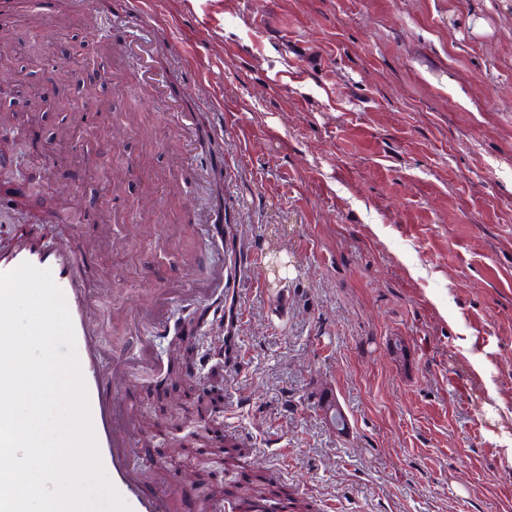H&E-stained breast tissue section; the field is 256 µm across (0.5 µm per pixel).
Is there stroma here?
<instances>
[{
	"mask_svg": "<svg viewBox=\"0 0 512 512\" xmlns=\"http://www.w3.org/2000/svg\"><path fill=\"white\" fill-rule=\"evenodd\" d=\"M97 2L104 38L73 0L0 16V87L50 65L37 97L71 95L50 124L37 105L0 112V246L30 227L76 253L109 355L139 345L128 321L164 297L154 367L119 387L147 413V465L224 480L168 417L177 403L195 427L165 372L195 311L185 256L224 264L200 221L212 161L186 156L179 108L220 125L224 216L257 258L211 296L232 321L200 330L235 341L225 432L336 512H512V0H145L137 26ZM161 26L176 50L159 67L204 82L211 111L139 93L125 51ZM75 51L94 82L81 93Z\"/></svg>",
	"mask_w": 512,
	"mask_h": 512,
	"instance_id": "35a3bbf8",
	"label": "stroma"
}]
</instances>
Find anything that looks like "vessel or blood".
I'll return each instance as SVG.
<instances>
[{
	"label": "vessel or blood",
	"mask_w": 512,
	"mask_h": 512,
	"mask_svg": "<svg viewBox=\"0 0 512 512\" xmlns=\"http://www.w3.org/2000/svg\"><path fill=\"white\" fill-rule=\"evenodd\" d=\"M25 262L50 270L64 294L75 346L84 354L79 368L103 471L129 512H178L183 489L179 473H170L165 486L155 487L140 471L132 448L136 433L114 392L115 382L125 378L124 361L104 358L93 319L96 300L85 286L78 258L41 234L27 233L11 247L0 249V272L11 271Z\"/></svg>",
	"instance_id": "1"
}]
</instances>
